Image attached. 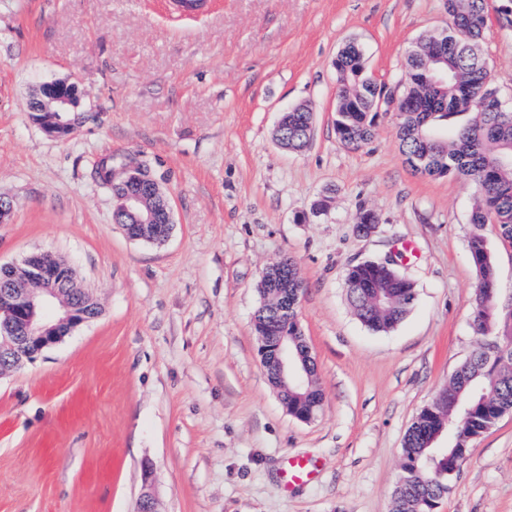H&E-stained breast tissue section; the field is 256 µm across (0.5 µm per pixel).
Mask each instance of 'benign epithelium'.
<instances>
[{"label":"benign epithelium","mask_w":512,"mask_h":512,"mask_svg":"<svg viewBox=\"0 0 512 512\" xmlns=\"http://www.w3.org/2000/svg\"><path fill=\"white\" fill-rule=\"evenodd\" d=\"M427 74L436 87L448 83V69L438 58L432 60ZM79 99L80 90L73 81L45 83L30 101L29 117L47 135L67 138L82 123L80 117L72 115ZM110 181L121 187L118 208L135 220L134 227L127 229V237L164 243L174 224L171 206L158 183L146 172L128 167L112 170ZM97 315V304L79 286L74 270L54 255L33 253L18 262L0 265V372L33 361ZM274 351L283 387L301 384L303 362L293 355L288 337H277ZM152 485V471L146 469L138 499L140 512H156Z\"/></svg>","instance_id":"obj_1"}]
</instances>
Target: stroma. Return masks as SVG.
I'll list each match as a JSON object with an SVG mask.
<instances>
[{
  "label": "stroma",
  "mask_w": 512,
  "mask_h": 512,
  "mask_svg": "<svg viewBox=\"0 0 512 512\" xmlns=\"http://www.w3.org/2000/svg\"><path fill=\"white\" fill-rule=\"evenodd\" d=\"M448 22L445 0H216L194 15L169 0H0V262L51 252L100 308L0 375V512H135L146 467L157 512H391L405 431L478 340L476 189L415 174L391 113L342 145L333 60L357 42L396 94L411 43ZM481 47L512 104V26L490 16ZM58 79L81 91L66 139L28 115ZM298 105L314 126L293 152L273 130ZM105 160L160 183L175 220L163 245L114 224ZM285 255L325 396L310 422L269 384L252 326L261 272ZM387 257L417 295L375 333L343 278ZM293 457L317 468L290 486ZM439 512H512V414L473 442Z\"/></svg>",
  "instance_id": "1"
}]
</instances>
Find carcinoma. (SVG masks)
<instances>
[{
	"label": "carcinoma",
	"mask_w": 512,
	"mask_h": 512,
	"mask_svg": "<svg viewBox=\"0 0 512 512\" xmlns=\"http://www.w3.org/2000/svg\"><path fill=\"white\" fill-rule=\"evenodd\" d=\"M446 9L451 22L464 28L463 35L448 39V85L437 90L426 80L434 51L431 35L425 32L407 60L413 79L400 94L397 137L413 172L456 176L476 187L468 248L478 272L471 319L481 340L406 431L404 481L394 489L393 512H436L472 443L512 412V312L497 306L493 255L483 233L485 225L493 224L499 237L512 244V170L497 165L501 155L512 152V115L476 107L478 100L495 91L485 62L472 52L489 19V0H446ZM334 66L340 84L336 137L358 147L373 134L379 116L378 87L365 75L363 52L354 42L338 51ZM312 124L313 113L304 106L285 115L281 133L288 134V148L305 147ZM344 285L357 319L377 333L395 329L416 299L414 284L390 261L368 260L349 267ZM258 292L256 335L294 337L308 364V377L299 389L285 391L273 377L270 382L289 415L312 420L321 409L323 392L299 326L301 279L296 262L283 257L270 264Z\"/></svg>",
	"instance_id": "1"
}]
</instances>
